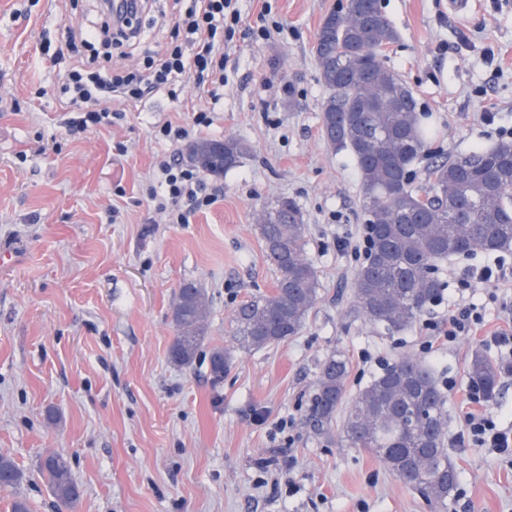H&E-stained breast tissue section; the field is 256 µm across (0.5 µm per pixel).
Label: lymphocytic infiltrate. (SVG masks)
<instances>
[{
  "instance_id": "lymphocytic-infiltrate-1",
  "label": "lymphocytic infiltrate",
  "mask_w": 512,
  "mask_h": 512,
  "mask_svg": "<svg viewBox=\"0 0 512 512\" xmlns=\"http://www.w3.org/2000/svg\"><path fill=\"white\" fill-rule=\"evenodd\" d=\"M237 0H194L187 17L179 18L166 52L148 58L144 71H131L104 78L112 65V52L136 41L139 26L116 24L106 19L91 30L67 29V40H81L87 45H103L104 53L77 64L69 72L64 87L67 107L77 110L79 118L71 125L78 130L100 125L110 115L113 98L134 104L157 91L174 92L186 79H193L196 88L211 99H218V89L224 84V47L233 41L241 23ZM157 187L149 197L168 223H188L191 215L211 206L218 191H207L198 170L183 163L162 162L156 176ZM483 323L481 315L470 306L452 310L447 327L425 322L429 333L422 350L432 353L435 346L454 344L460 337L471 335ZM468 442L476 448H493L501 453L512 452V437L498 430L494 416L486 411L465 417Z\"/></svg>"
}]
</instances>
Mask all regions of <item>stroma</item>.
Masks as SVG:
<instances>
[{"instance_id": "35a3bbf8", "label": "stroma", "mask_w": 512, "mask_h": 512, "mask_svg": "<svg viewBox=\"0 0 512 512\" xmlns=\"http://www.w3.org/2000/svg\"><path fill=\"white\" fill-rule=\"evenodd\" d=\"M271 4L268 39L236 35L227 50L219 103L194 84L176 96L112 102L111 124L69 135L60 87L74 58L50 60L68 25H99V0H0V453L26 475L31 512H54L36 465L68 458L82 497L74 512H438L373 454L341 440V424L308 421L321 362L334 351L350 362L354 397L383 364L408 355L429 364L446 393L448 455L459 471L445 512H512V461L462 442L466 414L481 408L512 422V376L495 401L470 402L474 349L501 354L493 334L512 328V250L454 255L439 265L441 305L426 316L446 321L457 298L484 321L475 335L426 355L420 325L388 333L353 317L360 266L337 238L356 241L364 226L359 173L320 128L327 90L313 45L341 0H239L245 27ZM398 32L387 65L414 90L430 130L425 171L438 157L498 144L483 112L512 126V0H473L462 17L448 0H380ZM172 0H148L136 48L117 69L142 67L171 42ZM213 108L206 139L233 137L248 153L223 175L203 173L223 196L168 224L146 188L160 161L183 158L184 145L158 141L154 126ZM498 124V125H499ZM295 200L308 224L307 257L321 280L301 334L260 350L234 352L223 380L207 354L175 365L171 307L181 284L210 297L208 346L224 344L236 306L270 291L257 215ZM503 262L496 285L467 271ZM288 420L286 433L276 432ZM294 444L285 445L286 436ZM285 457L292 487L259 482L261 462Z\"/></svg>"}]
</instances>
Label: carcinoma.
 Listing matches in <instances>:
<instances>
[{
  "mask_svg": "<svg viewBox=\"0 0 512 512\" xmlns=\"http://www.w3.org/2000/svg\"><path fill=\"white\" fill-rule=\"evenodd\" d=\"M398 33L378 0H345L322 20L315 44L320 79L328 91L321 116L327 142L348 152L362 184V208L369 234L365 262L354 278L351 312L390 333L412 327L443 291L436 262L454 255L459 242L469 252L512 249V163L503 147L445 157L414 186L413 166L428 150L413 89L386 66L382 50ZM206 154L199 168L227 172L247 153L234 138L194 144ZM258 229L268 262L279 273L270 293L241 301L229 324L228 344L209 352L213 379L236 350H260L299 335L321 290L316 267L307 258V224L296 201L263 207ZM208 293L183 285L173 302L175 336L171 360L192 366L204 347ZM350 363L342 352L321 365L309 417L319 428L332 425L345 398ZM512 364L475 353L469 382L489 401L497 398ZM445 396L433 370L401 356L373 376L352 400L342 425L351 448H365L389 464L401 461L397 477L419 489L430 504L443 507L454 495L458 472L445 448ZM58 512L80 499L70 462L50 454L39 462ZM24 473L0 454V489L11 492L10 512H30Z\"/></svg>",
  "mask_w": 512,
  "mask_h": 512,
  "instance_id": "cac0c4a2",
  "label": "carcinoma"
}]
</instances>
